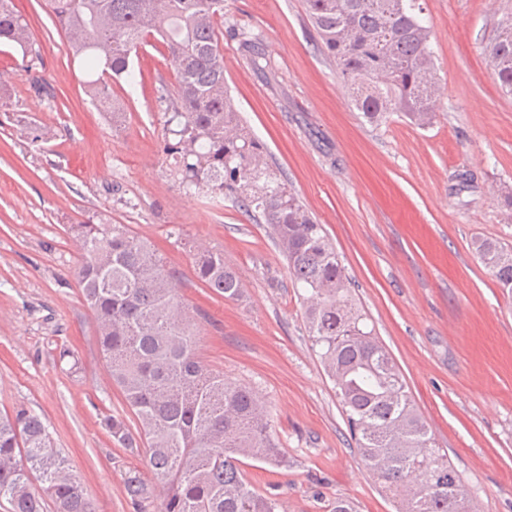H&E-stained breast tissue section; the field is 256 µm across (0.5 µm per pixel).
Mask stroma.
Here are the masks:
<instances>
[{
    "label": "stroma",
    "mask_w": 512,
    "mask_h": 512,
    "mask_svg": "<svg viewBox=\"0 0 512 512\" xmlns=\"http://www.w3.org/2000/svg\"><path fill=\"white\" fill-rule=\"evenodd\" d=\"M40 50L27 64L0 43V412L24 407L48 426L96 512H135L129 470L147 471L100 426L136 419L112 382L74 270L73 224H126L176 273L208 368L267 405L288 466L247 467L279 512H396L361 461L333 384L311 348L300 289L270 230L240 203L186 190L161 147L168 134L158 84L176 85L162 44L133 57L142 87L112 84L124 122L86 95V72L48 0H15ZM512 0H426L440 91L430 128L391 115L363 123L304 0H224L219 48L244 123L271 169L335 248L367 324L399 368L416 410L480 512H512V292L474 242L512 248V95L483 49ZM259 37L273 74H256L236 37ZM43 139L31 143L27 127ZM222 251L243 292L223 298L196 276L193 249ZM71 348L77 366L60 361Z\"/></svg>",
    "instance_id": "obj_1"
}]
</instances>
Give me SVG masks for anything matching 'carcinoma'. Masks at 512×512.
Wrapping results in <instances>:
<instances>
[{
	"mask_svg": "<svg viewBox=\"0 0 512 512\" xmlns=\"http://www.w3.org/2000/svg\"><path fill=\"white\" fill-rule=\"evenodd\" d=\"M423 0H305L324 51L336 62L355 108L371 125L400 112L425 128L435 118L438 87ZM72 55L87 68L85 84L106 114H122L109 82L142 84L131 53L160 37L178 62L167 103L173 139L164 153L180 183L232 194L268 224L295 284L306 292L312 348L334 383L350 438L368 469L400 498L397 512H470L461 479L434 447L401 374L356 306L350 281L322 225L263 161L264 146L244 125L228 94L218 21L224 0H50ZM239 44L251 68L272 66L262 42L245 32ZM33 53L28 24L14 0H0V41ZM485 52L502 90L512 93V13L497 23ZM84 256L75 275L97 322L113 383L139 423L106 416L101 425L130 453L144 443L152 481L136 470L124 489L136 512H277L241 468L248 459L277 468L288 458L271 434L253 392L205 369L175 276L148 242L123 224H73ZM476 250L503 288H512V249L483 239ZM198 279L226 299L242 283L224 253L197 248ZM42 484L32 491L31 478ZM11 512H95L80 480L54 448L40 416L25 408L0 413V499Z\"/></svg>",
	"mask_w": 512,
	"mask_h": 512,
	"instance_id": "cac0c4a2",
	"label": "carcinoma"
}]
</instances>
